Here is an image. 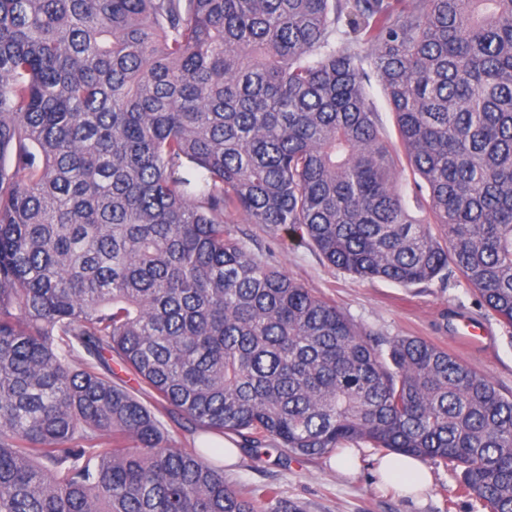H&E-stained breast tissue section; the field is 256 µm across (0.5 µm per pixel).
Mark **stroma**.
Instances as JSON below:
<instances>
[{
	"mask_svg": "<svg viewBox=\"0 0 512 512\" xmlns=\"http://www.w3.org/2000/svg\"><path fill=\"white\" fill-rule=\"evenodd\" d=\"M229 230L362 328L384 338L423 337L487 374L501 391L512 393V331L484 318L463 279H436L410 287L363 280L329 265L295 233L270 235L241 213L234 216ZM461 316L485 324L488 347L466 348L457 341L453 328ZM354 455L357 470L345 476L333 468L331 460L285 461L266 446L256 454L241 451L239 462L225 468L224 475L240 487L273 486L301 502L305 512H485L479 499L464 490L460 473L450 471L443 462H429L433 483L421 500L413 501L381 485L375 470L381 450L363 443Z\"/></svg>",
	"mask_w": 512,
	"mask_h": 512,
	"instance_id": "1",
	"label": "stroma"
}]
</instances>
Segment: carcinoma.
<instances>
[{
    "label": "carcinoma",
    "mask_w": 512,
    "mask_h": 512,
    "mask_svg": "<svg viewBox=\"0 0 512 512\" xmlns=\"http://www.w3.org/2000/svg\"><path fill=\"white\" fill-rule=\"evenodd\" d=\"M237 212L361 279L458 275L511 328L512 0H0V512H304L173 413L440 460L512 512V395L354 324ZM366 90L375 103L385 132L389 135L391 140L397 141L393 115L383 94L381 85L375 79H372L371 84L366 88ZM162 421L165 424L166 429L168 430L169 437L172 440V443L183 447V448H200V439L205 436L213 437L219 439L221 441L224 438L232 441L237 445V448L233 446L230 441L224 440V445L222 444V448L224 447V463L220 460V464L231 466L236 463L238 458V442L240 441L235 437H227V436H212V435H204V434H191V432L186 431V427H189V423L186 419L178 418L177 420L170 419L167 417L162 418Z\"/></svg>",
    "instance_id": "obj_1"
}]
</instances>
